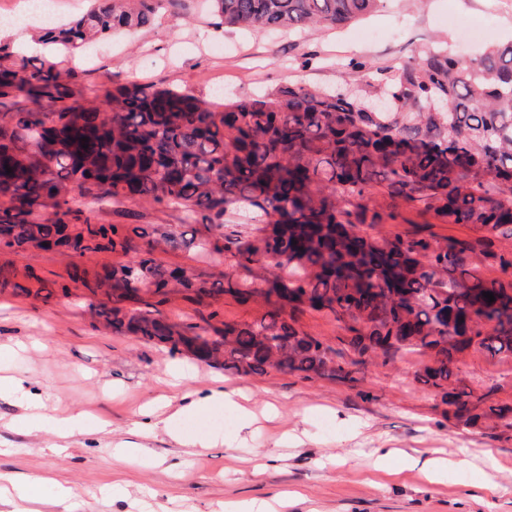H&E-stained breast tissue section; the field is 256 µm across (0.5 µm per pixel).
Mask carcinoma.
Here are the masks:
<instances>
[{
	"instance_id": "cac0c4a2",
	"label": "carcinoma",
	"mask_w": 512,
	"mask_h": 512,
	"mask_svg": "<svg viewBox=\"0 0 512 512\" xmlns=\"http://www.w3.org/2000/svg\"><path fill=\"white\" fill-rule=\"evenodd\" d=\"M174 2L94 0L81 17L40 28L60 47L58 61L18 58L0 42L4 246L54 243L73 260L128 257L99 270L74 262L47 291L33 268L21 281L2 268L0 292L101 290L105 299L88 304L94 321L173 355L194 341L204 361L243 374L276 369L352 382L359 364L423 350L432 363L420 381L455 417L512 428V405L496 401L493 387L461 388L456 372L471 349L512 358V251L496 246L512 239V40L468 60L428 46L387 80L365 76L368 64L356 61L350 68L361 78L343 88L281 86L222 110L136 82L83 89L72 53L151 25ZM211 2L221 28L296 30L344 25L380 0ZM377 192L418 202L421 213L471 234L440 237L421 226L384 236L380 226L399 213L373 204ZM96 201L178 204L186 229L100 224L82 209ZM237 207L262 225L259 235L224 233V215ZM162 244L204 260L224 255L246 278L169 269L155 255ZM171 294L194 305L197 322L162 315ZM226 294L260 298L265 311L226 321ZM308 309L334 317L353 360L337 363L332 347L299 326Z\"/></svg>"
}]
</instances>
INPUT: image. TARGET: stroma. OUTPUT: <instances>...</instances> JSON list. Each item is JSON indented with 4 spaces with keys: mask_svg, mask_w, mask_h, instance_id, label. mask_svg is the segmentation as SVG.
<instances>
[{
    "mask_svg": "<svg viewBox=\"0 0 512 512\" xmlns=\"http://www.w3.org/2000/svg\"><path fill=\"white\" fill-rule=\"evenodd\" d=\"M188 19L170 18L120 34L86 54L85 85L139 82L214 103L248 101L288 84L333 87L350 60L392 75L424 46L447 42L458 57L480 47L451 35L448 14L477 17L512 40V0H384L361 20L307 32H257L214 25L205 0H186ZM112 224H179L181 208L141 202L86 205ZM430 362L401 353L358 367L355 382L283 371L231 373L112 329L96 328L83 289L46 298L0 294V378L24 377L39 392L41 420L23 399L0 396V474L28 483L32 499L1 497L0 512H220L289 493L288 512H512V430L457 421L417 377ZM468 388L496 385L512 404V359L478 350L458 364ZM242 389L259 418L243 430H204L210 449L180 446L165 432L141 437L139 412L174 413L188 392L216 380ZM64 408L80 424L61 428ZM137 443L133 457L117 447ZM455 464L438 481L378 451ZM261 477H253L255 465ZM68 496H61V489Z\"/></svg>",
    "mask_w": 512,
    "mask_h": 512,
    "instance_id": "stroma-1",
    "label": "stroma"
}]
</instances>
